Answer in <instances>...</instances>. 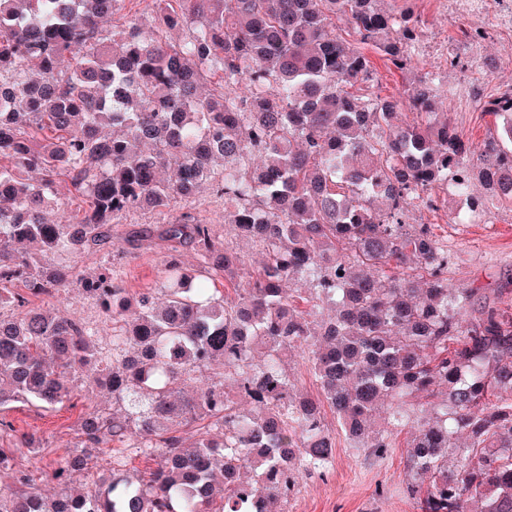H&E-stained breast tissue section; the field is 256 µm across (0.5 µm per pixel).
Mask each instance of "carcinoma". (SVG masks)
<instances>
[{
  "label": "carcinoma",
  "instance_id": "cac0c4a2",
  "mask_svg": "<svg viewBox=\"0 0 512 512\" xmlns=\"http://www.w3.org/2000/svg\"><path fill=\"white\" fill-rule=\"evenodd\" d=\"M126 0H0V408L71 397L59 369L93 375L127 406L89 411L79 449L47 465L45 495L25 472L0 512H287L300 470L323 472L335 438L323 405L357 448L382 455L402 427L407 497L420 512H512V312L494 288H448V251L429 224L442 184L474 179L512 200V93L484 103L500 133L465 145L441 118L439 74L404 99L357 96L374 81L366 45L410 69L420 18L380 0H150L118 31L101 19ZM352 30L353 39L341 34ZM186 32L178 43L167 33ZM217 79L203 94L201 81ZM407 104L415 117L395 124ZM80 198L51 223L58 186ZM210 186L224 223L262 254L251 271L215 225L186 212L125 238L129 248L189 246L192 268L169 256L162 300L129 297L115 267L81 279L112 318V353L86 322L29 306L12 290L55 296L73 255L112 243V224L148 206L163 212ZM60 265H41L46 254ZM247 277L228 300L217 284ZM308 282L331 315L317 321L285 285ZM306 350L320 387L298 400L285 367ZM241 391L253 411L234 400ZM436 399L416 418L407 398ZM219 428L193 442L179 428ZM161 459L146 479L111 473L69 487L90 450L125 441ZM466 435L460 465L448 449Z\"/></svg>",
  "mask_w": 512,
  "mask_h": 512
}]
</instances>
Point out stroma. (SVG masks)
<instances>
[{"mask_svg": "<svg viewBox=\"0 0 512 512\" xmlns=\"http://www.w3.org/2000/svg\"><path fill=\"white\" fill-rule=\"evenodd\" d=\"M386 9L410 8L419 15L421 36L413 55V71L433 70L441 77L440 93L448 103V119L459 137L476 145L496 130L495 118L484 112L481 104L502 93L512 91V19L503 12L499 0H386ZM483 26L488 35L481 42L463 37V30ZM460 56L467 60L468 69H449L448 59ZM437 208H414L409 214L413 224H430L440 243L447 249L448 285L452 288H497L501 307H512V200H489L469 223L455 224L454 195L446 187L433 189ZM195 210L199 219L215 224L219 235L257 264L261 256L249 242L238 238L230 225L222 224L224 201L203 190ZM183 202L172 203L166 213L138 211L120 219L114 225L112 247L89 252L73 263L77 277L88 275L108 266L123 272L129 296L161 286L159 269L163 250L148 247L128 254L124 238L132 230L149 224H160L184 212ZM69 282L57 299L45 295L31 297V306L54 304L61 314L81 319L98 333L101 345H110L112 323L77 282ZM112 397L93 387L76 392L69 400L45 409L30 403H16L0 410V420L10 422V430L0 431V448L9 458L6 468H0V490L14 487L16 471L29 473L36 487L51 493L41 472L50 461L60 459L81 441L80 421L91 409L111 407ZM325 424L336 438L332 462L326 473H302L298 492L288 502V512H417L405 493L409 479L407 444L414 432L405 427L393 437V446L380 457L354 447L336 424L333 414H326ZM36 440L35 447L20 444L19 435ZM122 458L124 469L149 476L157 466L156 457L114 443L93 449L87 470L74 474L73 484L89 488L92 475L112 470L113 458Z\"/></svg>", "mask_w": 512, "mask_h": 512, "instance_id": "obj_1", "label": "stroma"}]
</instances>
